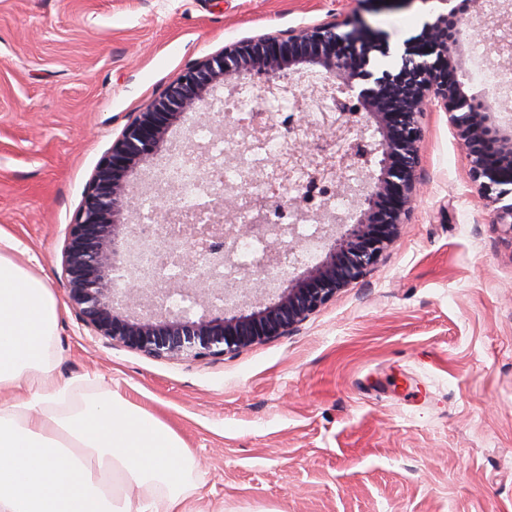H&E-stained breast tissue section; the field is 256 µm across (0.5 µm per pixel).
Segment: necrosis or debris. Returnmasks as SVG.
I'll list each match as a JSON object with an SVG mask.
<instances>
[{
    "mask_svg": "<svg viewBox=\"0 0 512 512\" xmlns=\"http://www.w3.org/2000/svg\"><path fill=\"white\" fill-rule=\"evenodd\" d=\"M308 108V117L303 120L284 102L275 106H258L252 89L237 87L227 90L222 101L224 113L249 128L265 125L270 118H277L282 129L287 130V138L256 140L249 148L238 151L228 141L215 138L208 126L199 125L195 127L194 134L205 152L203 166L188 163L185 155L178 151L167 156L164 171L173 177L177 205L161 213L154 198L143 197L139 219L145 234L161 232L171 241V251H150L142 256L143 263L153 270L157 282L168 283L195 275L223 282L232 279L246 265L262 269L268 281L277 280L287 269L291 255L284 248L277 251L269 248L266 235L259 230L263 224L292 226L295 238L304 240L307 245H316L322 234L321 225L298 221L295 211L287 204L288 197L298 196L311 213L326 207L346 210L348 197L337 193L333 181L321 178L309 169L294 166L287 179H279L269 165L270 158L284 152L286 143L303 142L333 152L340 159L348 152H356L355 164L360 167L369 158L370 146L363 140L353 148L340 141L332 144L319 138L317 132L324 123L326 103L315 98ZM231 186L240 189L234 223L256 225V232L241 239L202 236L196 262L182 260L177 253L182 229L189 224L201 226L209 223L206 204L223 196L226 188Z\"/></svg>",
    "mask_w": 512,
    "mask_h": 512,
    "instance_id": "obj_1",
    "label": "necrosis or debris"
}]
</instances>
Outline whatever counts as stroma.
Here are the masks:
<instances>
[{
    "mask_svg": "<svg viewBox=\"0 0 512 512\" xmlns=\"http://www.w3.org/2000/svg\"><path fill=\"white\" fill-rule=\"evenodd\" d=\"M359 0H0V229L63 302L58 380L163 419L197 461L200 512H512V237L443 107L420 123L421 195L361 279L293 332L154 359L91 336L68 305L67 227L113 141L224 46L343 21ZM446 6L368 20L406 39ZM216 87L173 126L225 137Z\"/></svg>",
    "mask_w": 512,
    "mask_h": 512,
    "instance_id": "35a3bbf8",
    "label": "stroma"
}]
</instances>
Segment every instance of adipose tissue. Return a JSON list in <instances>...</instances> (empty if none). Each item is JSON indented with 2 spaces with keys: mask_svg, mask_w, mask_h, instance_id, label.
<instances>
[{
  "mask_svg": "<svg viewBox=\"0 0 512 512\" xmlns=\"http://www.w3.org/2000/svg\"><path fill=\"white\" fill-rule=\"evenodd\" d=\"M0 232V512H189L193 455L149 411L53 379L60 306Z\"/></svg>",
  "mask_w": 512,
  "mask_h": 512,
  "instance_id": "1",
  "label": "adipose tissue"
}]
</instances>
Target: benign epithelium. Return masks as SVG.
<instances>
[{
	"label": "benign epithelium",
	"mask_w": 512,
	"mask_h": 512,
	"mask_svg": "<svg viewBox=\"0 0 512 512\" xmlns=\"http://www.w3.org/2000/svg\"><path fill=\"white\" fill-rule=\"evenodd\" d=\"M466 37L462 13L454 7L425 22L421 32L404 43L400 66L382 69L371 63V53L389 54L387 36L355 14L341 23L301 26L285 38L234 43L187 68L123 128L69 225L64 248L68 297L91 335L152 358L174 359L235 352L288 333L337 290L362 278L408 223L419 192V119L438 102L467 151L472 180L481 182L496 202L511 196L512 132L496 121L505 99L490 102L464 90L453 49ZM300 64L322 68L331 83L318 93L334 101L343 96L356 100V111L367 113L380 134L375 148L381 155L379 173L369 175L371 185L357 202L355 222L331 216L336 237L325 258L303 278L276 288L277 300L269 306L250 310L229 289L230 303L215 316L191 321L169 311L137 312L145 307V285L155 281L137 257L146 247L165 249L167 241L146 239L138 225L120 223V217L137 214L130 172L161 150L169 128L184 121L216 84L237 87L243 76L263 74L264 99H287L295 111L304 112V96L288 80ZM345 128L346 123L328 115L323 137L334 142L344 136ZM294 162L337 181L338 191H354L348 182L336 180V158L314 155L303 146L273 159L271 165L286 180ZM180 291L201 298L217 293L205 279L182 285Z\"/></svg>",
	"instance_id": "benign-epithelium-1"
}]
</instances>
